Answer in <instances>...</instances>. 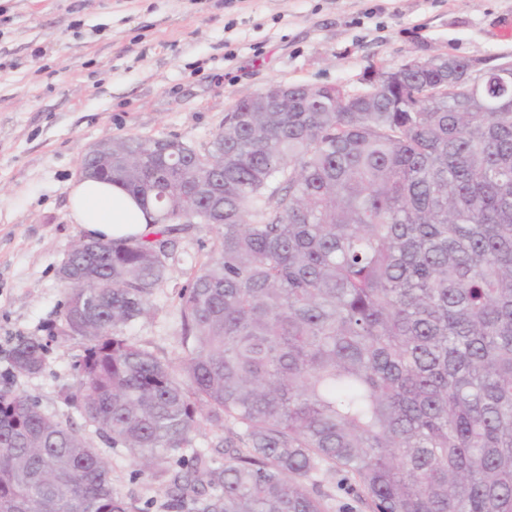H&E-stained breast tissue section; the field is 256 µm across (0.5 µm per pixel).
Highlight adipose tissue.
Listing matches in <instances>:
<instances>
[{
	"instance_id": "obj_1",
	"label": "adipose tissue",
	"mask_w": 512,
	"mask_h": 512,
	"mask_svg": "<svg viewBox=\"0 0 512 512\" xmlns=\"http://www.w3.org/2000/svg\"><path fill=\"white\" fill-rule=\"evenodd\" d=\"M69 203L73 222L88 239L140 237L152 230L145 209L116 185L78 178L70 185Z\"/></svg>"
}]
</instances>
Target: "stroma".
I'll return each mask as SVG.
<instances>
[{
	"label": "stroma",
	"mask_w": 512,
	"mask_h": 512,
	"mask_svg": "<svg viewBox=\"0 0 512 512\" xmlns=\"http://www.w3.org/2000/svg\"><path fill=\"white\" fill-rule=\"evenodd\" d=\"M446 53L512 57V0H0V390L83 428L64 398L80 339L49 340L61 319L59 266L83 237L69 186L107 137H175L202 150L246 94L277 83L360 89L369 65ZM174 259L150 316L125 331L171 362L179 291L217 241L204 224L168 236ZM46 339L40 374L10 367L19 338ZM112 481L142 512L165 490L130 455L100 444Z\"/></svg>",
	"instance_id": "1"
}]
</instances>
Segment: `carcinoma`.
Returning a JSON list of instances; mask_svg holds the SVG:
<instances>
[{"label": "carcinoma", "instance_id": "cac0c4a2", "mask_svg": "<svg viewBox=\"0 0 512 512\" xmlns=\"http://www.w3.org/2000/svg\"><path fill=\"white\" fill-rule=\"evenodd\" d=\"M465 95L425 60L376 92L239 99L204 151L146 156L113 137L112 174L152 206V237L98 242L63 280L51 336L79 338L66 397L89 432L0 391V512H140L96 435L176 512H512V79ZM219 232L181 288L178 364L124 330L167 277L168 212ZM47 344L20 338L37 375ZM225 430L224 464L194 447Z\"/></svg>", "mask_w": 512, "mask_h": 512}]
</instances>
